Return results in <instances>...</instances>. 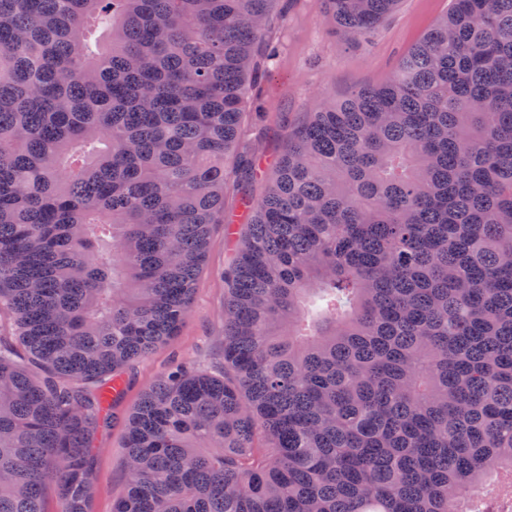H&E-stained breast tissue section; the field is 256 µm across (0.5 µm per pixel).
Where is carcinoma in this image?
<instances>
[{"label": "carcinoma", "instance_id": "carcinoma-1", "mask_svg": "<svg viewBox=\"0 0 512 512\" xmlns=\"http://www.w3.org/2000/svg\"><path fill=\"white\" fill-rule=\"evenodd\" d=\"M278 0H0V512H89L107 392L190 315ZM401 0H316L371 43ZM224 355L125 420L113 512H512V0L288 129Z\"/></svg>", "mask_w": 512, "mask_h": 512}]
</instances>
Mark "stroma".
I'll return each mask as SVG.
<instances>
[{
	"instance_id": "obj_1",
	"label": "stroma",
	"mask_w": 512,
	"mask_h": 512,
	"mask_svg": "<svg viewBox=\"0 0 512 512\" xmlns=\"http://www.w3.org/2000/svg\"><path fill=\"white\" fill-rule=\"evenodd\" d=\"M449 0H403L377 30L372 47L347 41L333 33L315 0H287V11L277 31L279 53L270 61L260 83L263 113L248 111L246 141L255 156L272 159L285 130L282 119L301 121L313 111L322 93L343 96L368 84L384 82L398 57L443 14ZM237 240L227 238L223 225H214L208 259L193 297V310L177 336L132 365L123 391L113 404L119 421L97 439L94 470L97 491L90 512H112L125 491L123 459L125 426L120 418L167 368L182 357L200 365L218 361L224 351V280L221 273L236 258Z\"/></svg>"
}]
</instances>
